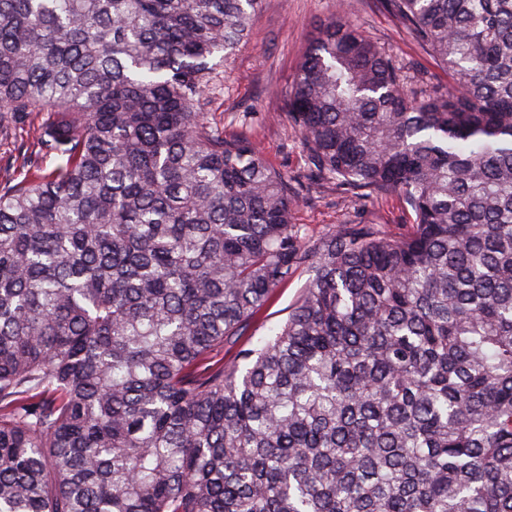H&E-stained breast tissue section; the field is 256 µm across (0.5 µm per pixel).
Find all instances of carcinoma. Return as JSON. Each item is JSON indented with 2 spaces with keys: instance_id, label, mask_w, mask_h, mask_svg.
<instances>
[{
  "instance_id": "1",
  "label": "carcinoma",
  "mask_w": 512,
  "mask_h": 512,
  "mask_svg": "<svg viewBox=\"0 0 512 512\" xmlns=\"http://www.w3.org/2000/svg\"><path fill=\"white\" fill-rule=\"evenodd\" d=\"M260 3L0 0V136L34 131L0 179V512H512V0H383L448 71L420 95L323 29L285 104L310 177L411 224L317 237L200 112ZM310 278L311 272L303 269L287 284L277 288L258 321L247 334L239 338L238 348L255 346L260 339L270 336L287 319L289 311Z\"/></svg>"
}]
</instances>
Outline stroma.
<instances>
[{"mask_svg": "<svg viewBox=\"0 0 512 512\" xmlns=\"http://www.w3.org/2000/svg\"><path fill=\"white\" fill-rule=\"evenodd\" d=\"M342 14L356 20L398 60L417 65L426 80L447 83L443 65L418 46L380 0H262L249 37L227 61L221 83L203 100L207 121L223 129L225 137L254 139L273 168L291 176L303 172L307 158L298 132L283 114L284 102L308 46ZM293 220L315 236L333 225L359 220L397 232L410 217L396 195L358 202L332 183L314 181ZM310 278L303 269L276 289L258 321L240 337V345L251 347L270 336L287 319Z\"/></svg>", "mask_w": 512, "mask_h": 512, "instance_id": "stroma-1", "label": "stroma"}]
</instances>
